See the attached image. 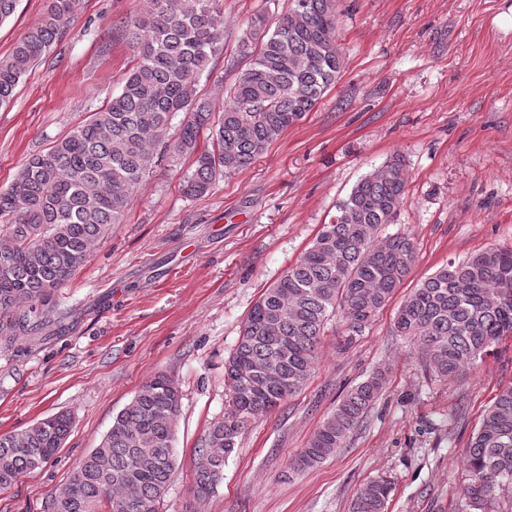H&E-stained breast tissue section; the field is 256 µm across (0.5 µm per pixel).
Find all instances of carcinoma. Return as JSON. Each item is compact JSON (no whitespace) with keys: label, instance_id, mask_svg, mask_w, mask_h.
Returning <instances> with one entry per match:
<instances>
[{"label":"carcinoma","instance_id":"carcinoma-1","mask_svg":"<svg viewBox=\"0 0 512 512\" xmlns=\"http://www.w3.org/2000/svg\"><path fill=\"white\" fill-rule=\"evenodd\" d=\"M213 0H149L147 15L123 22L140 48L121 92L84 124L30 157L0 192V349L30 340L57 323L53 292L83 266L90 248L123 222L132 193L170 152L195 155L183 192L199 197L216 176L249 167L336 85L343 54L335 0H289L275 25L257 13L247 21L237 55L246 68L218 114L199 96L200 77L224 44V20ZM76 0H51L40 22L0 62V105L60 35ZM184 114L174 145L163 141ZM209 130L213 149L197 150ZM404 157L395 153L336 204L311 245L245 319L224 366L231 409L198 449L193 496L209 497L253 420L309 381L324 326L338 318L361 333L411 273V238L378 241L406 199ZM393 332L416 345L426 370L457 379L512 335V249L493 248L451 262L402 301ZM376 373L346 393L289 462L313 468L346 447L383 384ZM159 374L116 415L109 432L46 499L43 512H158L176 468L181 395ZM71 417L57 413L0 435V493L40 468L63 447ZM461 512L512 510V386L501 390L465 453ZM390 482L371 480L351 512H385Z\"/></svg>","mask_w":512,"mask_h":512}]
</instances>
